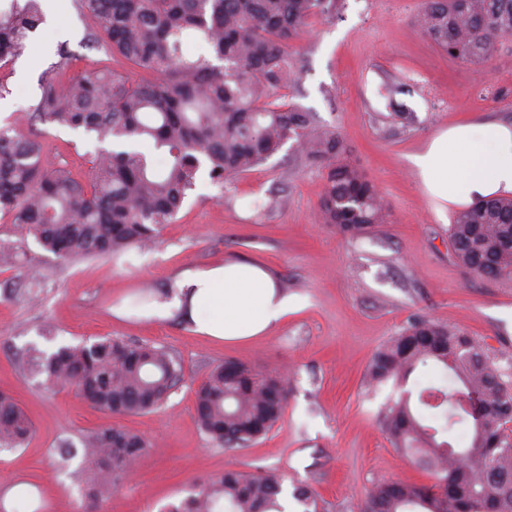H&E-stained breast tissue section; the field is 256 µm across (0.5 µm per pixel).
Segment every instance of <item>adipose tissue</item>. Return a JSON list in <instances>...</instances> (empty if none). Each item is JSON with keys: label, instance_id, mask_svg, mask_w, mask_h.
<instances>
[{"label": "adipose tissue", "instance_id": "1", "mask_svg": "<svg viewBox=\"0 0 512 512\" xmlns=\"http://www.w3.org/2000/svg\"><path fill=\"white\" fill-rule=\"evenodd\" d=\"M425 191L446 204L512 196V123L489 119L460 123L435 135L410 158ZM296 302L263 264L227 258L181 272L152 303L149 318L180 315L190 331L237 343L263 336L280 324Z\"/></svg>", "mask_w": 512, "mask_h": 512}]
</instances>
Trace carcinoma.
I'll return each mask as SVG.
<instances>
[{
  "instance_id": "1",
  "label": "carcinoma",
  "mask_w": 512,
  "mask_h": 512,
  "mask_svg": "<svg viewBox=\"0 0 512 512\" xmlns=\"http://www.w3.org/2000/svg\"><path fill=\"white\" fill-rule=\"evenodd\" d=\"M339 0H80L94 41L150 75L132 80L104 67L61 83L68 42L38 80L28 124L82 130L97 143L86 180L66 167L46 169L40 146L0 127V215L64 262L119 254L153 244L205 173L229 185L262 165L287 142L304 157L330 162L319 204L321 223L359 237L390 221L375 185L344 160L337 132L312 113L271 97L299 72L288 48L308 21L336 14ZM41 0L0 3V62L22 57L43 23ZM416 28L448 57L487 64L498 40L512 37V0H424ZM199 44L204 52L189 51ZM165 159L163 165L156 156ZM448 239L457 261L488 280L512 279V197L478 200L455 211ZM450 371L453 383L422 388L417 403L388 404L381 423L389 440L431 482L391 481L369 491L361 512H512V386L476 338L427 318L412 321L379 349L370 382H406L419 366ZM23 369L44 386H73L95 410L112 415L163 405L181 364L153 344L103 337L32 353ZM286 407L283 378L226 361L195 391L201 430L227 450L266 435ZM468 431L458 448L452 432ZM33 422L18 400L0 391V449L27 443ZM148 447L146 440L105 426L83 441V469L108 493ZM283 478L229 468L199 481L163 512H285ZM291 497L302 512H324L307 486Z\"/></svg>"
}]
</instances>
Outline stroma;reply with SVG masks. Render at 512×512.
Wrapping results in <instances>:
<instances>
[{"instance_id":"stroma-1","label":"stroma","mask_w":512,"mask_h":512,"mask_svg":"<svg viewBox=\"0 0 512 512\" xmlns=\"http://www.w3.org/2000/svg\"><path fill=\"white\" fill-rule=\"evenodd\" d=\"M423 0H343L338 16L314 17L291 50L298 81L273 97L314 112L335 130L348 159L388 202L390 223L351 238L320 223L326 162L283 147L264 164L222 186L201 177L174 222L149 249L119 258L61 262L34 240H20L0 219V244L19 247L17 263L0 268V390L13 393L34 424L27 445L0 450V482L45 491L44 512H161L190 486L221 476L273 470L285 485L314 489L327 512H360L376 485L427 481L391 445L379 412L402 390L433 382L432 369L406 388L367 383L376 351L411 321L426 317L470 333L512 383V279L467 273L448 242L450 215H437L408 162L441 129L466 120L512 122V38L500 39L488 65L448 58L414 26ZM46 21L33 55L0 65L10 92L0 98V126L29 133L25 115L38 78L68 42L65 70L76 77L106 60L87 39L92 21L78 0H44ZM410 112L411 126L394 120ZM49 168L85 179L93 156L85 135L45 124L38 136ZM227 257L265 264L297 306L266 335L226 344L191 333L179 317L146 318L154 297L187 268ZM39 267V287L28 270ZM123 306L125 318L113 317ZM109 336L165 347L182 379L159 408L117 416L93 410L72 387L45 389L23 371L30 347ZM232 360L284 375V416L256 443L225 451L195 419V391L209 370ZM112 425L145 436L150 446L111 495L94 497L82 458L62 460L60 441L80 446Z\"/></svg>"}]
</instances>
